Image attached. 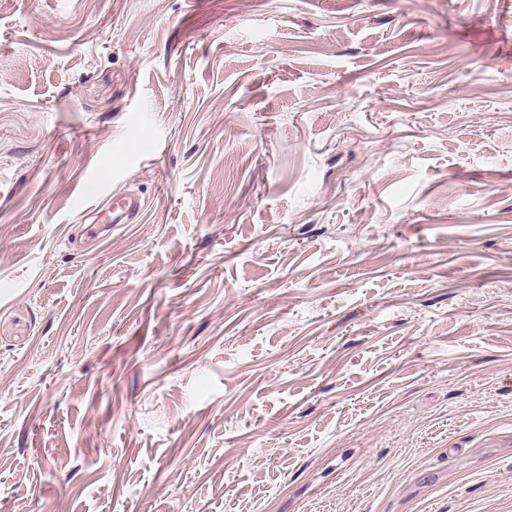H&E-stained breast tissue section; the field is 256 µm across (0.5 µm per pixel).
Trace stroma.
Segmentation results:
<instances>
[{"label": "stroma", "instance_id": "stroma-1", "mask_svg": "<svg viewBox=\"0 0 512 512\" xmlns=\"http://www.w3.org/2000/svg\"><path fill=\"white\" fill-rule=\"evenodd\" d=\"M0 512H512V0H0ZM141 207L140 199L133 194H115L102 207L93 208L101 220L97 224H125Z\"/></svg>", "mask_w": 512, "mask_h": 512}]
</instances>
